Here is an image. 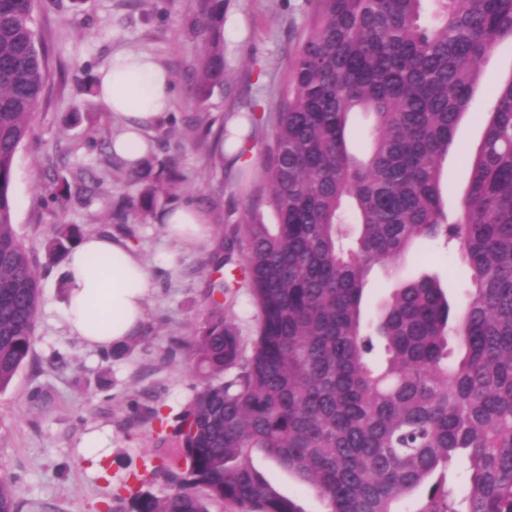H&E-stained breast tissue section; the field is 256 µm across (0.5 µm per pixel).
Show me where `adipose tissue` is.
Listing matches in <instances>:
<instances>
[{"label":"adipose tissue","mask_w":512,"mask_h":512,"mask_svg":"<svg viewBox=\"0 0 512 512\" xmlns=\"http://www.w3.org/2000/svg\"><path fill=\"white\" fill-rule=\"evenodd\" d=\"M96 86L105 106L119 113L127 126L115 142L116 151L137 160L145 149L141 130L171 107V74L147 55L119 52L98 71ZM163 222L175 240L210 232L206 215L184 201L171 206ZM63 274L62 315L72 334L92 348H107L136 335L151 280L129 243L109 236L85 237L68 253Z\"/></svg>","instance_id":"1"}]
</instances>
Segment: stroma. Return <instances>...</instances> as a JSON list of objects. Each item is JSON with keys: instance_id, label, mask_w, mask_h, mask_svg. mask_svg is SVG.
Instances as JSON below:
<instances>
[{"instance_id": "stroma-1", "label": "stroma", "mask_w": 512, "mask_h": 512, "mask_svg": "<svg viewBox=\"0 0 512 512\" xmlns=\"http://www.w3.org/2000/svg\"><path fill=\"white\" fill-rule=\"evenodd\" d=\"M315 5V0H225L224 85L201 108L193 94L202 54L196 0H41L35 29L47 52L49 82L31 134L16 157L12 194L21 202L14 211L15 230L34 253L42 303L32 354L0 391V475L13 478L19 512H128L116 492L148 476L171 455L170 447H159L157 434L171 428L197 383L182 343L195 336L209 314L207 261L244 216L265 224L275 221L266 203L260 159L273 143L272 117L286 92L288 57L306 34ZM125 50L148 53L170 72L171 114L180 120L202 112L214 132L203 139L179 122H159L145 131L155 143L156 157L178 158L185 180L159 199L154 219L128 216V241L147 268L152 288L139 342L127 354L107 359L102 350L69 334L60 313L64 260L49 251L48 242L58 222L77 225L85 237L103 234L110 223L108 202L135 197L141 186L121 178L108 183L105 200L73 197L47 206L42 198L78 170L101 172L98 143L119 135L123 122L92 85L112 55ZM511 78L512 49L499 50L483 68L444 163L449 208H458L466 194L490 103ZM251 100L257 101L263 124L245 155L251 177L244 185L237 166L219 156L215 131L230 112ZM185 200L206 215L208 239H169L161 217ZM422 275L441 282L452 314L462 311L469 288L464 264L449 266L447 249L427 242L398 265L374 266L365 290V323L376 321L399 280ZM223 301L225 317L237 324L245 345H252L259 316L248 288L234 284ZM136 405L159 409L162 422L133 421ZM93 435L107 449L97 466L84 455ZM253 462L306 512H325L311 486L261 453H254Z\"/></svg>"}]
</instances>
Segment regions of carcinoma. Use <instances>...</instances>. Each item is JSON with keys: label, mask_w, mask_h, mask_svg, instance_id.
Here are the masks:
<instances>
[{"label": "carcinoma", "mask_w": 512, "mask_h": 512, "mask_svg": "<svg viewBox=\"0 0 512 512\" xmlns=\"http://www.w3.org/2000/svg\"><path fill=\"white\" fill-rule=\"evenodd\" d=\"M316 0L314 21L289 58L288 94L261 167L277 223L249 218L242 239L221 243L208 266L220 273L236 246L258 309L252 354L214 300L231 288L209 282L210 316L192 339L199 386L176 417L173 460L154 468L162 497L127 487L129 512H305L254 468L260 452L313 485L327 512H399L440 466L466 464L458 492L437 486L418 512H512V78L501 84L473 164L461 215L446 209L441 164L482 68L512 46V0ZM37 0H0V391L35 341L41 285L14 229L17 153L44 99L48 59L34 29ZM203 40L195 99L224 86V45L211 31L224 0H197ZM249 103L246 142L262 118ZM374 116L371 150L350 154L345 130ZM107 174L144 183L137 211L182 181L178 159L153 166L106 154ZM77 194L103 197L105 180L74 174ZM359 226L357 247L337 245L341 225ZM55 225L50 247L79 239ZM419 239L458 245L472 288L450 321L434 277L394 289L375 324L384 357L363 329L366 276ZM0 512H18L14 482L0 475Z\"/></svg>", "instance_id": "1"}]
</instances>
